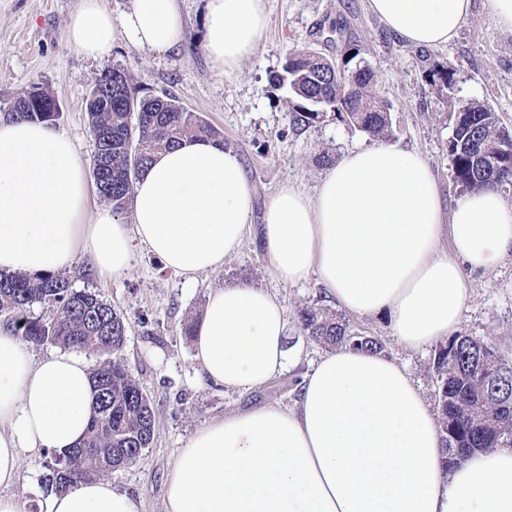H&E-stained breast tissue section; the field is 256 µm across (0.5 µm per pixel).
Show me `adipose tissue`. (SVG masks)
<instances>
[{
  "label": "adipose tissue",
  "instance_id": "obj_1",
  "mask_svg": "<svg viewBox=\"0 0 512 512\" xmlns=\"http://www.w3.org/2000/svg\"><path fill=\"white\" fill-rule=\"evenodd\" d=\"M400 39L436 48L457 35L472 0H368ZM266 27L263 0H208L204 50L234 72ZM177 0H131L112 17L81 0L68 38L86 57L120 40L167 49L180 40ZM130 221L88 214L85 164L53 125L0 117V270L45 276L84 257L122 275L133 243L187 280L223 265L250 230L252 186L239 156L211 140L157 155L136 183ZM452 253L435 254L443 230ZM262 243L275 276H317L358 315L387 313L393 336L418 350L452 334L467 296L465 270L512 256V203L499 191L464 195L443 214L436 178L417 152L380 144L346 153L309 196L282 185L268 202ZM283 302L266 289L212 290L194 337L208 380L239 392L287 363ZM93 386L86 360L60 348L34 358L0 326V512H24L12 492L27 453H62L84 436ZM435 414L394 359L348 346L320 357L291 405H260L200 428L167 482L165 512H512V448L474 452L443 469ZM46 512H141L111 482H79Z\"/></svg>",
  "mask_w": 512,
  "mask_h": 512
}]
</instances>
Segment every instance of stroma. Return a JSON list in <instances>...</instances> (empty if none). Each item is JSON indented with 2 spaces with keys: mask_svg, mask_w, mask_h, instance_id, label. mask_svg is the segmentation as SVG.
<instances>
[{
  "mask_svg": "<svg viewBox=\"0 0 512 512\" xmlns=\"http://www.w3.org/2000/svg\"><path fill=\"white\" fill-rule=\"evenodd\" d=\"M263 3L265 34L238 70L227 75L203 48L208 0H178L182 33L175 48H141L121 41L110 56L97 60L79 54L67 38L80 0H0V113L32 88L49 92L61 107L57 128L70 136L84 160H91L94 137L85 110L87 97L103 73L125 70L138 93H170L223 131L225 147L239 155L253 187L255 226L283 184L314 194L327 171L317 162L319 154L337 160L348 151L376 144L375 138L337 121L293 128L290 95L274 76L299 52L338 60L348 45L365 49L377 74V91L391 106L389 141L419 152L427 161L444 209H451L460 197L451 180L448 138L461 104L489 106L502 126L512 130V32L493 26L485 0H473L472 13L457 36L434 49L407 45L369 11L367 0ZM449 65L455 72L447 84L441 74ZM133 251L131 269L118 278L100 279L83 258L68 272L74 288L96 292L123 318L126 342L121 356L155 409L151 444L136 461L107 478L136 496L141 512H165L168 472L196 430L228 412L292 402L302 375L326 353L300 329L296 310L306 305L332 308L336 302L317 278L295 286L280 282L256 230L222 267L191 282L142 246ZM240 284L277 294L288 314L287 367L245 394L208 382L194 358L192 339L182 334L185 324H199L212 289ZM467 288L459 332L496 340L502 358L512 363V258L469 274ZM346 318L355 332L380 340L385 355L404 366L427 400H434L438 345L419 351L403 348L385 314L350 312ZM49 458L46 451L25 458L15 488L25 512H46L49 494L43 476Z\"/></svg>",
  "mask_w": 512,
  "mask_h": 512,
  "instance_id": "1",
  "label": "stroma"
}]
</instances>
